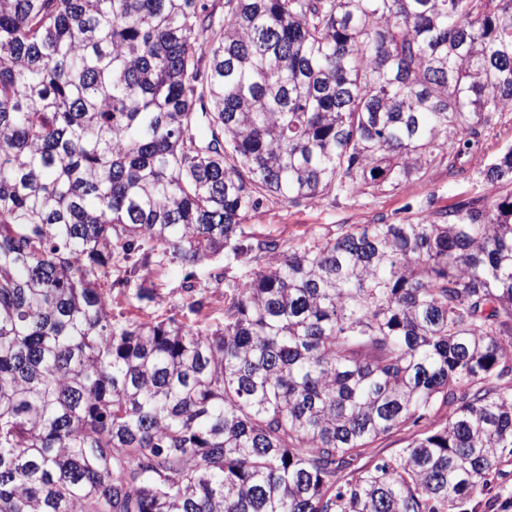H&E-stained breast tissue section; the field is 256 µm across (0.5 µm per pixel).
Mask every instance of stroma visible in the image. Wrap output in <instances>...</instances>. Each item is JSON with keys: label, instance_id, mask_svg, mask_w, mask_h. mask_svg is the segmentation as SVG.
I'll use <instances>...</instances> for the list:
<instances>
[{"label": "stroma", "instance_id": "35a3bbf8", "mask_svg": "<svg viewBox=\"0 0 512 512\" xmlns=\"http://www.w3.org/2000/svg\"><path fill=\"white\" fill-rule=\"evenodd\" d=\"M509 145H512V114L503 116L485 131L478 153L463 174L452 175L437 167L429 169L423 178L410 179L394 189L359 191L339 198L325 194L297 206L270 198L248 215L246 224L255 235L301 245L334 234L342 224H373L381 217L397 222L419 216L425 209L445 210L472 199L486 203L499 197L501 191L488 181L485 167ZM146 279L159 297L158 305L149 307V314L182 316L180 268L175 265L158 267L152 269Z\"/></svg>", "mask_w": 512, "mask_h": 512}]
</instances>
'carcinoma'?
I'll return each mask as SVG.
<instances>
[{
  "label": "carcinoma",
  "instance_id": "cac0c4a2",
  "mask_svg": "<svg viewBox=\"0 0 512 512\" xmlns=\"http://www.w3.org/2000/svg\"><path fill=\"white\" fill-rule=\"evenodd\" d=\"M507 112L512 0H224L218 22L205 0H0V512L489 494L512 458V146L491 204L300 247L244 221L462 174ZM219 255L222 321L112 313L177 263L210 319L193 268ZM416 429H401L390 435L384 436L374 442L372 448L369 449L371 460L385 458L395 453L399 448H404L412 440Z\"/></svg>",
  "mask_w": 512,
  "mask_h": 512
}]
</instances>
